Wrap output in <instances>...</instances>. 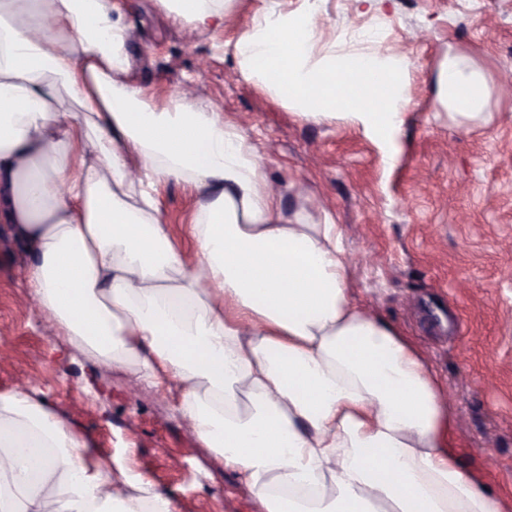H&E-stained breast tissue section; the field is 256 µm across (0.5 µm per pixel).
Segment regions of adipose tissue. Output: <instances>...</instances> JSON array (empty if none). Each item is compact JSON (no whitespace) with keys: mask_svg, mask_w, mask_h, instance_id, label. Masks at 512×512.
<instances>
[{"mask_svg":"<svg viewBox=\"0 0 512 512\" xmlns=\"http://www.w3.org/2000/svg\"><path fill=\"white\" fill-rule=\"evenodd\" d=\"M195 31L221 0H161ZM316 7L261 12L233 53L244 80L313 121L344 118L394 160L411 62L321 43ZM119 0H0V221L30 257V296L57 335L176 409L264 512H503L461 467L456 411L424 352L357 304L342 228L288 213L223 108L155 101L129 77ZM491 84L456 55L438 97L479 118ZM200 197L193 260L155 187ZM0 512H179L104 459L29 387L0 392Z\"/></svg>","mask_w":512,"mask_h":512,"instance_id":"ef3b65f1","label":"adipose tissue"}]
</instances>
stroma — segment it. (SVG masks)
I'll return each instance as SVG.
<instances>
[{"label":"stroma","instance_id":"stroma-1","mask_svg":"<svg viewBox=\"0 0 512 512\" xmlns=\"http://www.w3.org/2000/svg\"><path fill=\"white\" fill-rule=\"evenodd\" d=\"M133 41L131 75L156 101L200 88L255 145L290 211L329 210L355 260V299L424 351L461 418L459 461L479 473L512 512V0H318L323 43L381 46L412 63L410 103L393 166L353 124L314 122L244 80L231 49L263 7L305 0H227L224 24L204 34L174 20L159 0H124ZM481 67L492 94L469 120L437 100L442 62ZM161 219L174 247L193 255L199 198L189 185L158 183ZM28 257L0 223V336L14 357L0 391L18 379L43 389L101 454L124 459L178 502L180 512H262L259 501L198 442L165 388L131 393L120 371L53 336L30 305ZM180 467H173V460Z\"/></svg>","mask_w":512,"mask_h":512}]
</instances>
